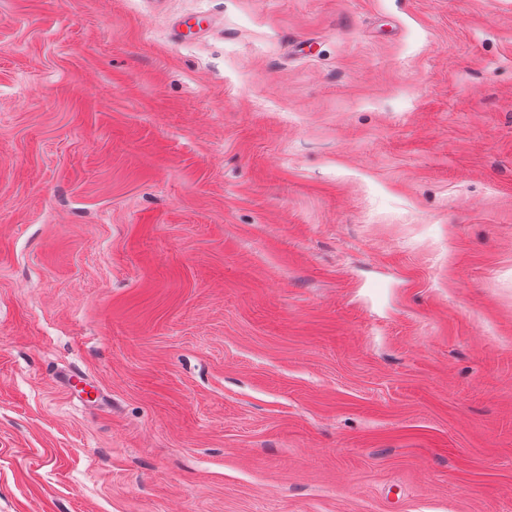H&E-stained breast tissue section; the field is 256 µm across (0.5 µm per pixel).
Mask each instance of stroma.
I'll return each instance as SVG.
<instances>
[{
  "mask_svg": "<svg viewBox=\"0 0 512 512\" xmlns=\"http://www.w3.org/2000/svg\"><path fill=\"white\" fill-rule=\"evenodd\" d=\"M0 512H512V0H0Z\"/></svg>",
  "mask_w": 512,
  "mask_h": 512,
  "instance_id": "1",
  "label": "stroma"
}]
</instances>
